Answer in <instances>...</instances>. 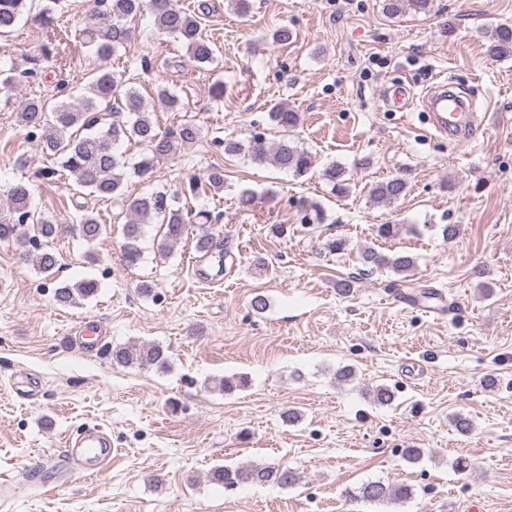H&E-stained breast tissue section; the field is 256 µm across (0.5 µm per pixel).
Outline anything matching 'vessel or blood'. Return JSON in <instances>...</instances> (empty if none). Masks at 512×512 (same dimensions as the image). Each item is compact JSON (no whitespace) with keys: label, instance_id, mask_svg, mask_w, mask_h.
<instances>
[{"label":"vessel or blood","instance_id":"obj_1","mask_svg":"<svg viewBox=\"0 0 512 512\" xmlns=\"http://www.w3.org/2000/svg\"><path fill=\"white\" fill-rule=\"evenodd\" d=\"M422 103L434 130L456 141H464L477 124V114L446 85L429 88ZM113 448L107 436L97 429H89L77 438L66 439L63 454L72 461L82 462L87 470L102 472L112 459Z\"/></svg>","mask_w":512,"mask_h":512}]
</instances>
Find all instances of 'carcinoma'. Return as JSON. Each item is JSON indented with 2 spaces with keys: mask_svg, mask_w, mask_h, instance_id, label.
Wrapping results in <instances>:
<instances>
[{
  "mask_svg": "<svg viewBox=\"0 0 512 512\" xmlns=\"http://www.w3.org/2000/svg\"><path fill=\"white\" fill-rule=\"evenodd\" d=\"M33 0H0V36L8 34L20 19L30 15ZM59 0H48L38 14V20L46 28V39L36 49L22 53L26 68L15 74L13 70L0 69V102L8 103L18 94L21 77L36 76L44 62L55 55L57 43L63 40L58 31L56 4ZM430 0H383V11L389 17L401 16L409 10H427ZM152 18L155 30L166 36L182 41L197 63H206L214 56V44L203 33L199 17L178 8L173 0H93L89 14L76 29L83 47L107 59L121 47L127 45L131 31L128 19L143 12ZM488 51L496 56L512 55V27L500 25L489 31ZM57 102L50 106L41 97H29L20 102L18 118L28 130V136L38 142L45 159L52 163L47 174L69 173L75 179L74 195L89 194L103 201L120 198L123 195L125 179L124 164L114 153L119 141L133 140L143 146L140 160L134 166V174L149 179L157 163L176 152L179 146L196 141L199 128L184 122L176 128L160 131L153 122L150 112L137 91L128 89L118 97L121 80L106 67L99 68L86 86V94L72 100L67 85L59 83ZM160 105L169 111L178 112L184 108L181 99L166 89L157 93ZM272 124L285 132L278 141L270 142L263 133H254L244 141L229 140L224 151L244 154L259 164H269L289 171L296 177L306 175L312 168V155L298 147L286 133L300 123V113L285 103L275 104L270 112ZM324 178L332 185L338 196L350 192L347 171L340 164H333L323 172ZM224 187V170L210 169L206 177L192 176L187 186L174 192L155 190L145 196L134 198L127 203L132 218L122 225L121 251L124 261L135 266L143 259L141 246L144 219L152 216L159 220V242L157 252L169 253L174 245L181 242L188 231V224L194 222L207 226L196 237L198 252L210 253L218 238L212 217L207 211L187 210L181 205L182 199L196 196L201 191L219 190ZM408 184L400 176L380 181L371 186L369 197L376 203L391 205L406 195ZM32 192L22 181L11 185L0 204V241L23 238L31 249L25 253V260L40 274H52L57 257L46 242L57 233V220L31 209ZM77 215L70 229L79 239L92 243L106 230V225L92 212L84 210ZM195 214L194 221L187 220ZM360 262L367 272L387 270L398 275L409 273L415 268V258L407 253L397 252L385 255L371 247L360 252ZM100 282L93 277L82 278L72 284L55 289L54 298L62 306L77 305L82 300L95 296ZM112 361L121 366H135L164 373L170 369V356L166 348L158 343L142 342L124 344L112 349ZM212 484L234 489L257 483H275L290 487L299 480L292 469L284 466L246 463L236 466H218L207 475ZM409 497L405 485L370 481L357 488L354 498L365 503H391Z\"/></svg>",
  "mask_w": 512,
  "mask_h": 512,
  "instance_id": "carcinoma-1",
  "label": "carcinoma"
}]
</instances>
